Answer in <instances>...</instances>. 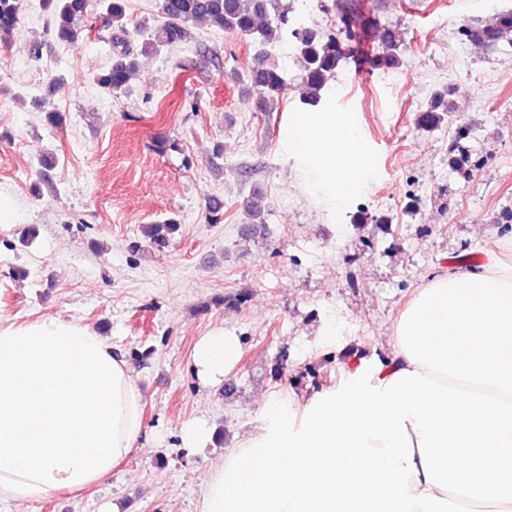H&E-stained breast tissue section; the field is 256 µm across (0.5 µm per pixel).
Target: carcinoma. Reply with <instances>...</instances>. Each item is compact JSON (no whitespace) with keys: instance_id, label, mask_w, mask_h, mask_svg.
<instances>
[{"instance_id":"obj_1","label":"carcinoma","mask_w":512,"mask_h":512,"mask_svg":"<svg viewBox=\"0 0 512 512\" xmlns=\"http://www.w3.org/2000/svg\"><path fill=\"white\" fill-rule=\"evenodd\" d=\"M41 9L48 13L52 33L59 43L76 46L89 36L87 22L97 10H102L107 25L116 31L115 43L119 50L112 63L97 75V84L111 94H124L129 89L132 76L138 69L137 56L156 55L166 48L183 43L188 25L208 22L235 33L252 43L269 44L274 41L288 43L291 50L303 61L299 80L306 89L302 97L304 109L319 107L329 82L336 76L352 54L356 39L352 32L346 38L336 36V30L318 25L297 23L293 0H158L163 23L140 46H131L126 29L127 0H39ZM22 0H0V43H7L18 28ZM467 40L493 49L512 39V11L496 16L489 24L465 26L461 29ZM402 61L401 44L391 30H386L382 51L368 59L374 68L394 69ZM242 83V94L252 99L261 112L288 94L291 83L288 74L277 62L267 56H257L248 73L237 76ZM453 88L436 91L427 107L420 111L418 124L425 130L438 127L450 112L449 97ZM472 152L464 137L457 136L448 152V166L462 168ZM265 194L259 189L244 200L245 211L252 226L264 223ZM204 218L208 224L224 222V203L212 199L205 207ZM179 229L175 218H168L149 227L148 239L157 247H165Z\"/></svg>"}]
</instances>
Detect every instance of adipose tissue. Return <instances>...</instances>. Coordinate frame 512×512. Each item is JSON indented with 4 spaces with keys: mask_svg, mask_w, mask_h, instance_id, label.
I'll return each instance as SVG.
<instances>
[{
    "mask_svg": "<svg viewBox=\"0 0 512 512\" xmlns=\"http://www.w3.org/2000/svg\"><path fill=\"white\" fill-rule=\"evenodd\" d=\"M289 141L331 200L366 170L335 113H300ZM240 355L236 336L209 333L198 379L220 385ZM142 430V393L97 330L0 322V500L97 485ZM200 512H512V262L433 276L401 313L388 364L343 366L305 399L267 395Z\"/></svg>",
    "mask_w": 512,
    "mask_h": 512,
    "instance_id": "adipose-tissue-1",
    "label": "adipose tissue"
}]
</instances>
